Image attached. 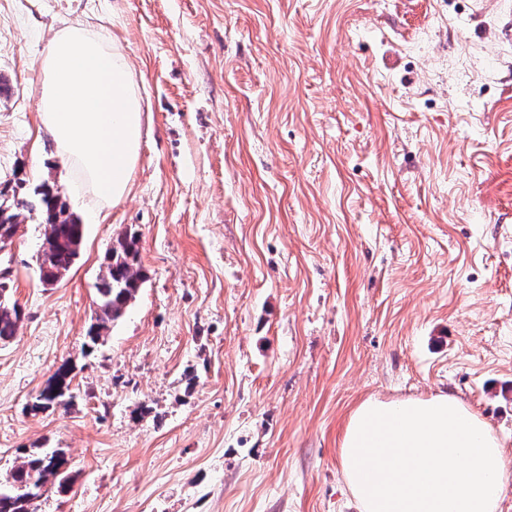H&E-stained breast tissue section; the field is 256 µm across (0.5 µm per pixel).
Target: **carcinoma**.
<instances>
[{
  "label": "carcinoma",
  "mask_w": 512,
  "mask_h": 512,
  "mask_svg": "<svg viewBox=\"0 0 512 512\" xmlns=\"http://www.w3.org/2000/svg\"><path fill=\"white\" fill-rule=\"evenodd\" d=\"M31 212H38L45 224L44 242L45 273L53 280L62 278L71 268L81 248L83 229L79 221L61 201L58 192L44 183L34 192V198L20 202ZM18 214L0 203V246L12 240L17 232ZM146 275L140 265L138 241L129 235L117 241L105 257V271L96 288L98 310L94 321L86 332V345H98L104 332L119 320L130 302L135 300ZM22 319V310L17 302L5 297L0 301V344L10 342L16 335ZM71 369L63 364L49 380L47 386L36 397L34 410H46L62 402L70 392ZM68 473V459L63 450L55 448L31 452L22 457L13 467L6 484H0V512H28L27 504L21 502L24 493L18 487L36 478L41 485L49 480L65 488L64 474Z\"/></svg>",
  "instance_id": "cac0c4a2"
}]
</instances>
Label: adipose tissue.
I'll list each match as a JSON object with an SVG mask.
<instances>
[{
    "instance_id": "ef3b65f1",
    "label": "adipose tissue",
    "mask_w": 512,
    "mask_h": 512,
    "mask_svg": "<svg viewBox=\"0 0 512 512\" xmlns=\"http://www.w3.org/2000/svg\"><path fill=\"white\" fill-rule=\"evenodd\" d=\"M43 130L79 185L102 202L127 193L142 104L121 48L81 25L61 29L42 61ZM359 512H498L512 460L489 424L453 395L363 400L340 444Z\"/></svg>"
}]
</instances>
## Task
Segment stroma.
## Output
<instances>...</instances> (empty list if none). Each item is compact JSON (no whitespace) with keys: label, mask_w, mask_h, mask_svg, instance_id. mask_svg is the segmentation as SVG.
Wrapping results in <instances>:
<instances>
[{"label":"stroma","mask_w":512,"mask_h":512,"mask_svg":"<svg viewBox=\"0 0 512 512\" xmlns=\"http://www.w3.org/2000/svg\"><path fill=\"white\" fill-rule=\"evenodd\" d=\"M119 43L142 100L128 195L74 196L40 121L60 29ZM0 199L50 183L80 255L0 283V481L60 448L35 512H358L340 442L369 397L456 396L512 457V0H0ZM146 281L85 344L106 252ZM65 406L31 405L60 365ZM21 319V308L6 293L5 300L0 301V344L9 343L14 338Z\"/></svg>","instance_id":"stroma-1"}]
</instances>
